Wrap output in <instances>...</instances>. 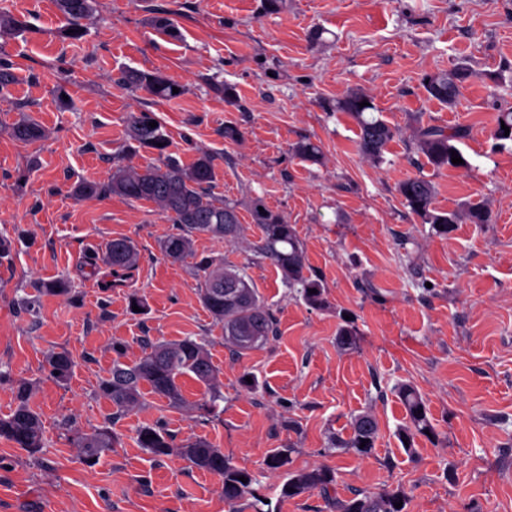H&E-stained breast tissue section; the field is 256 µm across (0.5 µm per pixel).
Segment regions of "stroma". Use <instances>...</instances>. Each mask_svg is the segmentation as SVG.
<instances>
[{"mask_svg":"<svg viewBox=\"0 0 512 512\" xmlns=\"http://www.w3.org/2000/svg\"><path fill=\"white\" fill-rule=\"evenodd\" d=\"M98 2L86 39L71 42L56 0H0L30 27L0 47L16 75L0 95V234L17 240L0 262V416L15 406L13 386L27 383L45 438L35 454L0 439V512H229L219 477L140 448L139 428L157 423L174 441L202 437L222 448L276 512H329L318 493H282L288 472L313 467L333 469L344 497L402 490L407 512H512V141L493 135L500 108L512 106V0H282L275 11L265 0ZM163 15L177 36L152 26ZM460 63L471 76L456 105L430 99L424 76ZM129 68L160 69L183 93L160 101L125 90L117 80ZM60 86L69 107L56 99ZM352 91L397 130L381 161L359 153L355 120L336 109ZM137 109L166 126L181 163L214 157L213 191L237 203L241 232L232 243L197 237L193 250L245 267L278 322L263 347L238 356L225 343L192 262L160 252L173 226L156 204L75 195L81 182H107L116 165L155 161L149 150H127L124 119ZM26 118L44 128L42 140L9 135ZM419 121L467 127L459 148L470 170L434 171L411 140ZM229 124L241 131L237 141L224 138ZM303 138L320 145L318 161L292 153ZM414 176L433 182L436 208L477 202L489 222L437 234L397 192ZM256 197L295 225L327 309L296 299L253 252ZM115 238L139 253L117 288L107 266L85 262ZM55 279L70 283L73 299L36 294L35 281ZM26 296L34 310L21 305ZM134 296L143 312L130 310ZM347 315L358 329L352 350L336 343ZM187 336L204 339L218 371L224 400L215 416L195 412L203 387L187 376L180 409L149 393L118 417L97 396L113 343L133 360L143 340ZM63 350L74 360L64 385L44 368ZM247 372L256 392L240 385ZM400 383L421 394L437 432L409 449L398 436ZM365 412L378 422L372 455L330 448ZM103 426L120 442L86 464L71 435ZM285 447L287 467L268 470L267 455Z\"/></svg>","mask_w":512,"mask_h":512,"instance_id":"obj_1","label":"stroma"}]
</instances>
